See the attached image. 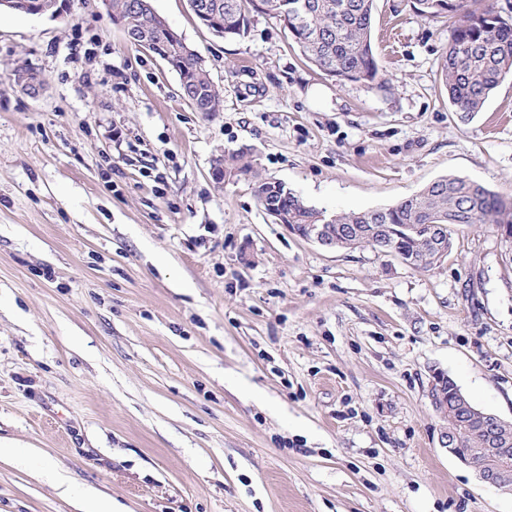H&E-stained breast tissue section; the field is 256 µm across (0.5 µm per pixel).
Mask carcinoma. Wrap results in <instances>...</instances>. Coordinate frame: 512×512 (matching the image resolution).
Segmentation results:
<instances>
[{
  "label": "carcinoma",
  "instance_id": "obj_1",
  "mask_svg": "<svg viewBox=\"0 0 512 512\" xmlns=\"http://www.w3.org/2000/svg\"><path fill=\"white\" fill-rule=\"evenodd\" d=\"M470 2L414 0V8L422 15L447 13L455 18L439 79L450 104L466 115L482 111L495 89L512 76V25L504 22L493 6L473 10ZM139 3L141 0H111V18L135 41L147 39L148 50L168 60L179 76L181 91L194 94L195 111H220L222 100L203 60L164 19L148 8H137ZM189 4L202 25L228 40L245 32L249 13L271 16L326 75L381 88L385 85L372 43L374 0H189ZM248 155L245 148L224 156V179L250 177L257 184L260 204L273 210V221L307 238L311 225L322 223V213L304 204L284 183L261 177ZM379 223L387 225L391 249L397 256L414 259L417 269L428 271L441 263L431 254L434 225H447L442 236L451 248V227L456 225L505 224L512 228V201L474 181L448 175L384 209ZM333 224L339 235L351 224L369 225L371 221L365 212H350L335 215ZM439 385L448 402V414L441 420L448 433L462 436V452L489 447L486 432L480 427H464L461 413L455 411L456 382L444 377Z\"/></svg>",
  "mask_w": 512,
  "mask_h": 512
}]
</instances>
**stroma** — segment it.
I'll list each match as a JSON object with an SVG mask.
<instances>
[{
  "instance_id": "obj_1",
  "label": "stroma",
  "mask_w": 512,
  "mask_h": 512,
  "mask_svg": "<svg viewBox=\"0 0 512 512\" xmlns=\"http://www.w3.org/2000/svg\"><path fill=\"white\" fill-rule=\"evenodd\" d=\"M152 6L221 111H194L104 0L0 12V512H78L58 474L132 512H512L441 448L427 395L439 369L512 421L493 226L455 227L419 271L300 239L253 182L210 175L247 147L329 214L449 174L511 199L512 80L461 117L438 75L452 21L412 0L375 2L383 90L324 75L267 15L224 40L188 0Z\"/></svg>"
}]
</instances>
